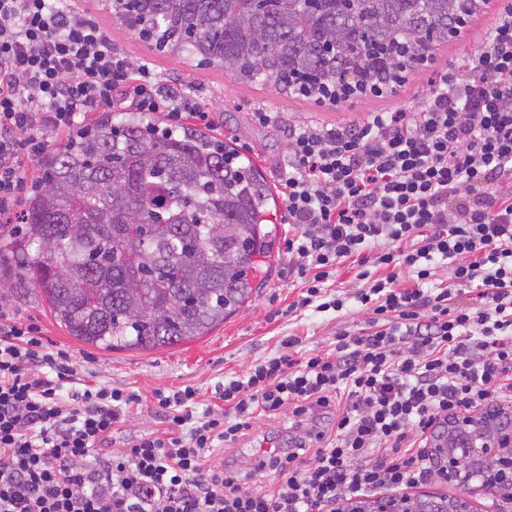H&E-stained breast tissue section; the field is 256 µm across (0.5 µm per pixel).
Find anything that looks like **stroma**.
I'll list each match as a JSON object with an SVG mask.
<instances>
[{
	"instance_id": "1",
	"label": "stroma",
	"mask_w": 512,
	"mask_h": 512,
	"mask_svg": "<svg viewBox=\"0 0 512 512\" xmlns=\"http://www.w3.org/2000/svg\"><path fill=\"white\" fill-rule=\"evenodd\" d=\"M507 2L489 0L482 12L470 18L461 36L437 46L432 63L411 69L402 83L388 85L382 96L355 95L335 104H321L316 97L285 93L258 82L246 84L223 71L199 66L185 55L158 51L120 26L105 0H85L83 8L108 31L121 54L154 64L162 90L192 86L200 101L219 116L212 134L233 141L261 170L279 199L283 196L280 177L287 163L289 124L310 120L333 124L367 109L411 107L429 72L454 67L462 52L480 45ZM258 107L273 113L270 123L253 120L252 113ZM335 287L349 297L342 311L292 309L301 283L289 276L288 256L281 247L276 249L265 282L251 301L209 335L163 351L105 352L69 336L51 316L36 288L20 285L14 267L7 262L0 264V304L9 308L15 321L40 327L50 348L72 353L87 383L108 381L146 399L157 388L175 391L190 385L199 390V402L204 407L215 404L219 382L242 375L255 360L274 355L283 337H301L306 350L318 352L333 344L338 331L356 332L367 327L368 315L355 298L354 271L340 269ZM285 433L283 420L256 421L249 437L236 444L234 453L241 461H251L262 449L279 444Z\"/></svg>"
}]
</instances>
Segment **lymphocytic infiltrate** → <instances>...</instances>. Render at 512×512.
Segmentation results:
<instances>
[{
	"label": "lymphocytic infiltrate",
	"instance_id": "f902f5d3",
	"mask_svg": "<svg viewBox=\"0 0 512 512\" xmlns=\"http://www.w3.org/2000/svg\"><path fill=\"white\" fill-rule=\"evenodd\" d=\"M74 0H0V224L20 221L26 168L89 113H166L213 126L190 89L160 92ZM284 202L298 308L341 311L342 266L370 328L332 348L279 352L216 387L155 390L161 428L116 444L139 394L80 387L70 353L0 308V512H336L429 479L430 432L512 399V7L411 110L288 131ZM448 282L430 283L438 262ZM473 293L476 307L456 297ZM288 417L290 445L251 472L213 460L258 417Z\"/></svg>",
	"mask_w": 512,
	"mask_h": 512
}]
</instances>
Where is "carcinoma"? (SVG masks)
Returning <instances> with one entry per match:
<instances>
[{
    "label": "carcinoma",
    "instance_id": "1",
    "mask_svg": "<svg viewBox=\"0 0 512 512\" xmlns=\"http://www.w3.org/2000/svg\"><path fill=\"white\" fill-rule=\"evenodd\" d=\"M144 40L237 80L334 99L385 86L448 41L459 13L481 0H128ZM395 53L392 67L382 57ZM275 201L259 168L233 143L176 130L140 112L75 129L47 159L25 200L22 233L5 247L21 279L45 297L70 336L93 348L156 350L207 335L256 292L274 257ZM165 224L166 234H129ZM495 417L448 428L436 457L502 487L500 456L478 445ZM453 495L403 494L389 512H456Z\"/></svg>",
    "mask_w": 512,
    "mask_h": 512
}]
</instances>
